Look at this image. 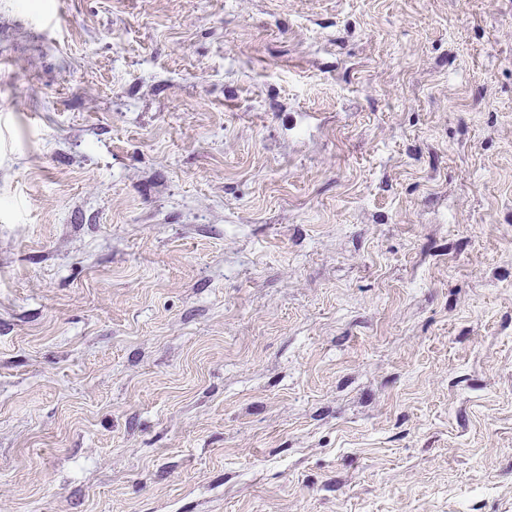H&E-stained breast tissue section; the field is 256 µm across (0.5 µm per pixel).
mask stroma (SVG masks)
I'll use <instances>...</instances> for the list:
<instances>
[{
    "instance_id": "stroma-1",
    "label": "stroma",
    "mask_w": 512,
    "mask_h": 512,
    "mask_svg": "<svg viewBox=\"0 0 512 512\" xmlns=\"http://www.w3.org/2000/svg\"><path fill=\"white\" fill-rule=\"evenodd\" d=\"M0 512H512V0H0Z\"/></svg>"
}]
</instances>
